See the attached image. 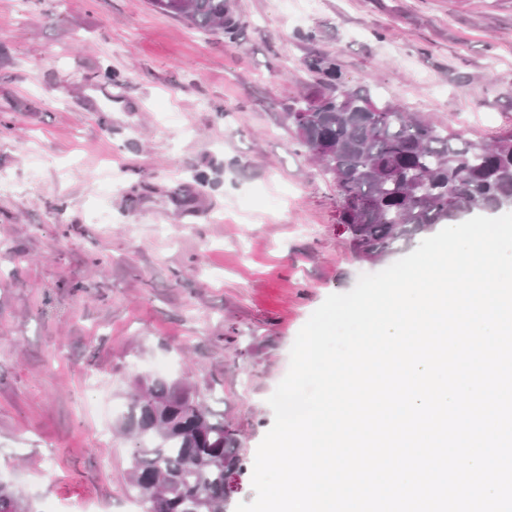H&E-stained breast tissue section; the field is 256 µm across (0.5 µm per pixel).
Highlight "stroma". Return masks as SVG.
I'll return each instance as SVG.
<instances>
[{"label":"stroma","instance_id":"1","mask_svg":"<svg viewBox=\"0 0 512 512\" xmlns=\"http://www.w3.org/2000/svg\"><path fill=\"white\" fill-rule=\"evenodd\" d=\"M232 7L234 40L148 0H0V481L32 512H145L121 432L140 376L234 423L224 512L254 499L297 333L386 267L348 250L282 117L311 61L459 141L512 130V0Z\"/></svg>","mask_w":512,"mask_h":512}]
</instances>
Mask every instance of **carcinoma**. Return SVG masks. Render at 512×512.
<instances>
[{
    "label": "carcinoma",
    "instance_id": "carcinoma-1",
    "mask_svg": "<svg viewBox=\"0 0 512 512\" xmlns=\"http://www.w3.org/2000/svg\"><path fill=\"white\" fill-rule=\"evenodd\" d=\"M148 2L230 39L244 27L228 0ZM313 68L329 92L289 104L285 120L336 185V221L358 259L382 261L439 224L512 207V130L491 143L455 145L430 122L338 82L335 61ZM124 429L135 440L129 481L147 512H224L229 482L241 470L240 434L190 387L138 378ZM0 512H26L1 482Z\"/></svg>",
    "mask_w": 512,
    "mask_h": 512
}]
</instances>
